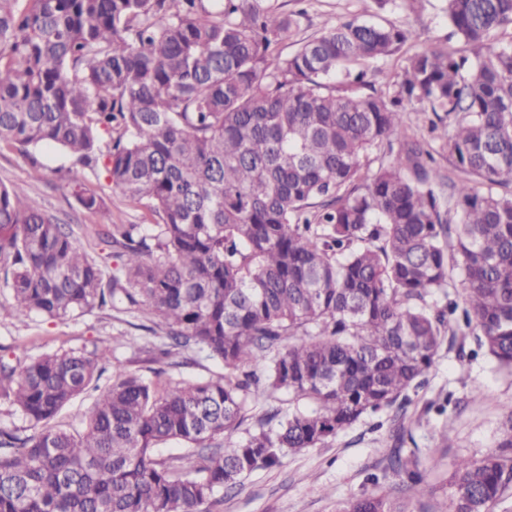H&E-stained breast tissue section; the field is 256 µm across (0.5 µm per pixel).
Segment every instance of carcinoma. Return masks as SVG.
<instances>
[{"label":"carcinoma","mask_w":512,"mask_h":512,"mask_svg":"<svg viewBox=\"0 0 512 512\" xmlns=\"http://www.w3.org/2000/svg\"><path fill=\"white\" fill-rule=\"evenodd\" d=\"M374 2L416 13L421 0ZM444 12L473 57L409 54L378 91L365 62L416 39L392 20L350 15L301 40L304 11L277 0H0V142L102 163L155 219L104 233L121 261L109 273L70 225L0 185L10 308L122 307L157 321L160 355L204 351L224 369L119 371L71 432L51 422L95 386L109 347L1 361L0 399L28 426L0 427V512H207L245 474L392 410L384 447L402 496L336 512H414L409 390L444 337L473 339L512 376V0ZM409 107L433 115L439 148L404 127ZM445 150L453 176L436 162ZM68 187L101 209L79 170ZM279 393L288 411L252 413ZM242 426L241 442L211 445ZM170 441L184 454L158 457ZM446 488L450 512H492L512 492V405L496 450L457 459Z\"/></svg>","instance_id":"cac0c4a2"}]
</instances>
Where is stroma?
<instances>
[{
    "mask_svg": "<svg viewBox=\"0 0 512 512\" xmlns=\"http://www.w3.org/2000/svg\"><path fill=\"white\" fill-rule=\"evenodd\" d=\"M441 0H423L427 29L416 40V49L437 47L455 56L468 54L464 41L451 35L441 10ZM374 0H314L300 21L299 35H319L324 25L352 13L372 18ZM72 157L57 146H44L31 153L0 144V185L22 196L36 198L59 223L71 225L78 244L88 253H100V236L111 224H147L149 213L131 203L113 188L103 167L86 171L89 188L102 196V212L80 207L66 187V170ZM39 178H32V170ZM10 293L0 287V356L22 348L32 357L67 349L92 350L105 344L111 350V371H125L154 379L156 371L171 378H206L222 370L205 354L176 352L162 357L153 352L157 336L143 329L142 318L122 310H92L68 319L40 315L18 317L3 306ZM481 385L483 401L470 399L473 385ZM451 399L446 415L426 412L429 402ZM512 404V376L500 372L486 355L459 358L456 348L442 345L426 384L413 397L412 412L421 422L413 434L421 450L418 470L425 477L424 512H441L443 479L460 457L481 456L493 451L499 441L501 415ZM386 416L362 418L324 445L292 453L280 466L259 468L240 486L223 492L212 512H334L337 502L378 487L398 494L403 476L387 467L382 444L387 435Z\"/></svg>",
    "mask_w": 512,
    "mask_h": 512,
    "instance_id": "35a3bbf8",
    "label": "stroma"
}]
</instances>
